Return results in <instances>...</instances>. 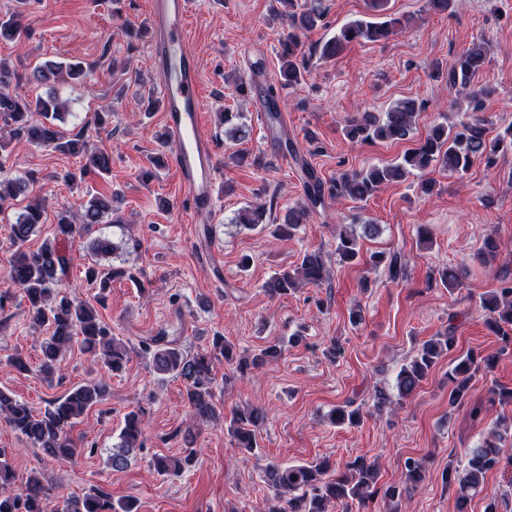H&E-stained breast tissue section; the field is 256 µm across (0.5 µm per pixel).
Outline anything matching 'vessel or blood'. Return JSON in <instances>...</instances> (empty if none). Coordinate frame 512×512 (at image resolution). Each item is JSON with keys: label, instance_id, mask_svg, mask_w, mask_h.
<instances>
[{"label": "vessel or blood", "instance_id": "b4317fda", "mask_svg": "<svg viewBox=\"0 0 512 512\" xmlns=\"http://www.w3.org/2000/svg\"><path fill=\"white\" fill-rule=\"evenodd\" d=\"M192 0H149L150 58L163 96V120L171 146L164 161L178 174L195 218L216 208V153L204 128L198 59L189 50Z\"/></svg>", "mask_w": 512, "mask_h": 512}]
</instances>
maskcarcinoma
Wrapping results in <instances>:
<instances>
[{"label": "carcinoma", "mask_w": 512, "mask_h": 512, "mask_svg": "<svg viewBox=\"0 0 512 512\" xmlns=\"http://www.w3.org/2000/svg\"><path fill=\"white\" fill-rule=\"evenodd\" d=\"M287 10L283 12L288 22V37L282 42L280 78L281 86L294 87L302 83L307 65L303 38L323 25L325 10L321 0L303 11L296 10L295 0H281ZM408 28V19L388 17L384 21L360 18L343 24L332 38L311 45L313 52L322 58L334 57L353 42L385 40L397 31ZM26 32L21 15L15 13L0 18V42L17 41ZM491 46L486 41H473L463 48L451 62L435 65L434 77L443 78L448 88L466 93L472 119L456 126L442 123L417 141L402 157L392 163L373 165L366 170L346 172L340 177L324 182L302 158L297 144L288 141L285 150L301 163L305 174V205L288 209L282 223L275 225L272 236L286 240L294 235L299 225L305 223L310 213L325 208L342 198L365 201L381 187L406 179L417 173L442 169L452 173H464L477 161L491 162L503 150L504 144L512 148V127L496 135L490 123L479 115L483 98L491 93L488 86L474 84L476 74L487 62ZM85 73L78 63L47 60L36 66L28 81L44 92L25 98L12 91L15 72L0 60V160L9 157L7 149L13 142L29 145L50 146L64 155L80 156L84 160L82 173H110L109 154L92 148L88 141L77 135H69L58 122L68 114L69 101L58 92V86L71 80L80 81ZM423 103L415 99H402L381 113L366 112L346 120L345 134L353 141L374 140L406 141L411 139L414 119L422 111ZM30 179H0V213L12 207L29 189ZM111 195H93L80 209L64 210L57 219L55 239L31 250L25 246L34 229L43 218V206L39 201L28 202L11 224L10 241L14 252L10 260L8 281L28 303L34 325L44 327L49 336L44 339L43 362L40 372L47 378L54 376L60 358L79 339L83 349L99 358L111 373L119 372L130 360L131 349L112 335L111 329L98 318L96 305L104 303V291L109 277L94 268L86 272L87 280L99 282L100 293L96 304L72 298L59 290L61 275L65 274L69 259L58 249L81 229L100 224L114 211ZM267 213V202L252 204L238 210L229 223L255 228ZM361 246L358 236L346 230L336 237V257L341 263L360 259ZM369 269L384 268L392 281L406 276L401 254L374 252L367 260ZM321 250L306 251L292 267L274 272L263 288L270 297L284 296L301 285H319L329 279ZM443 286L452 292L460 286L459 274L441 269L432 277L427 287ZM484 325L503 343L512 346V279L504 276L499 288L481 297ZM456 347L453 330L430 338L418 349L414 358L401 368L397 375L398 396H411L427 379L439 361ZM141 351L148 355L155 372L181 378L185 382V399L193 418L213 421L221 417V409L213 392V369L217 362L229 366L241 378H246L268 363L283 356L281 342H274L258 350L250 357L237 354L236 347L224 334L216 332L208 345L193 353L185 352L178 341L160 333L141 341ZM492 367V360L469 351L455 358L448 369V382L452 388L448 398L451 407L462 406L469 401L471 381L480 370ZM108 385L102 380H91L65 397L49 403L43 411H37L20 403L0 390V420L13 430L26 436L34 445L53 457L71 460L80 449L74 447L68 436L72 427L85 411L106 401ZM362 406L348 401L342 407L327 414L330 423L357 426L363 422ZM264 415L249 406H238L224 418V427L234 444L253 453L258 448V434ZM499 424L504 432L492 431L476 447L467 448L457 459L448 460L444 473L445 483L456 486V507L466 512L470 497L482 491L488 472L501 466L512 467V453L502 447L504 435L512 439V420L502 418ZM143 413L132 410L125 414L120 431V443L110 457L115 470L128 467L131 457L142 448L144 442ZM182 452L176 457L156 456L153 467L163 474H180L195 466L198 451L196 434L191 428L180 431ZM329 461L322 460L302 465L270 463L266 468L267 484L272 495L265 498L263 512H329L330 505L340 502L350 509L364 507L369 500L381 497L387 503L402 501L410 486L423 480L425 460L408 457L404 461L405 484H387L381 481V470L374 459L356 457L338 467L336 475L328 477ZM12 477V467L6 450L0 449V512H47L48 488L37 476L28 477L20 489L8 490L5 482ZM56 512H138L136 504L127 500L119 505L103 489L96 487L83 495H73L63 500Z\"/></svg>", "instance_id": "carcinoma-1"}]
</instances>
